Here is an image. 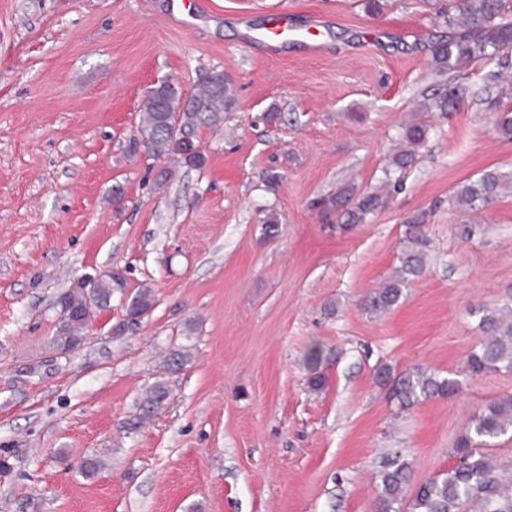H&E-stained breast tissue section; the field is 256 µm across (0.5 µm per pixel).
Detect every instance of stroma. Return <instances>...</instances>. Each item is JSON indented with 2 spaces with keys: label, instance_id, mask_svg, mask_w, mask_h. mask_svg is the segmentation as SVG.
Returning <instances> with one entry per match:
<instances>
[{
  "label": "stroma",
  "instance_id": "1",
  "mask_svg": "<svg viewBox=\"0 0 512 512\" xmlns=\"http://www.w3.org/2000/svg\"><path fill=\"white\" fill-rule=\"evenodd\" d=\"M382 2L0 0V512H373L386 454L423 481L475 410L512 394V375L484 374L401 410L375 378L384 364L452 375L482 338L470 309L512 293V192L469 239L457 227L474 216L448 203L512 168L485 103L500 66L435 75L433 0ZM272 12L295 30L274 52L258 40ZM215 72L235 104L197 130L202 166L131 148L148 85L186 96ZM447 80L468 90L454 111L419 112ZM418 119L428 144L382 208L354 225L320 208L345 184L379 189ZM417 214L426 269L364 312ZM115 268L124 292L56 353L53 298ZM144 284L155 304L128 322ZM179 346L190 361L164 372ZM159 381L168 399L136 424ZM94 450L107 465L87 480Z\"/></svg>",
  "mask_w": 512,
  "mask_h": 512
}]
</instances>
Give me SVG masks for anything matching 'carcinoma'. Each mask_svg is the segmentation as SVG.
Masks as SVG:
<instances>
[{"label": "carcinoma", "instance_id": "carcinoma-1", "mask_svg": "<svg viewBox=\"0 0 512 512\" xmlns=\"http://www.w3.org/2000/svg\"><path fill=\"white\" fill-rule=\"evenodd\" d=\"M438 17L445 30L433 36L430 45L435 74L443 76L481 59H496L503 72L495 75L500 83L496 97L487 99L492 110L494 129L506 138H512V108L500 105L501 98L512 91V74L508 69L512 51V0H448ZM461 86L451 87L441 95L428 99L421 106L423 112H448L463 95ZM159 105L143 109L141 122L133 143L156 157L175 153L168 118L178 114L180 135L193 139L198 128L219 121L225 110L232 107L234 94L229 89L219 90L211 80L199 83L194 92L183 100L179 90L169 82L158 86ZM431 125L413 121L402 127L398 143L387 167L383 170V184L389 188L399 184L419 160L420 150L427 146ZM512 188V170L497 168L482 172L478 178L459 185L451 197L452 203L466 211L480 209ZM341 212L346 224H361L367 215L382 204L378 193L354 197V190L345 186L326 201ZM422 218L408 221L407 243L400 255V266L385 285L370 293L363 309L370 314L382 313L401 298L410 279L425 270V249ZM124 273L116 269L102 275L94 287L87 290H68L55 301L57 309L70 313L67 321H58V330L52 340L57 351L73 349L82 340L91 318L92 309L111 306L112 296L123 292ZM155 302L149 286L137 290L128 301L127 314L141 316L151 310ZM478 317V326L485 333L484 340L468 353L461 368L464 376L476 377L495 372L512 374V302L482 306L471 312ZM191 358L190 349L171 350L164 358L169 371H178ZM377 379L388 388V398L401 409L421 399L450 398L463 389V381L442 377L419 367L396 376L383 365L377 370ZM168 388L157 383L149 387L142 400L143 414L160 407L168 398ZM512 436V395L492 400L474 412L455 440L450 455L456 463L436 476L417 485L411 484L410 466L400 455L386 458L378 471L380 491L375 512H512V463L493 453L497 440ZM106 466L103 453L86 456L79 465L80 474L91 479Z\"/></svg>", "mask_w": 512, "mask_h": 512}]
</instances>
